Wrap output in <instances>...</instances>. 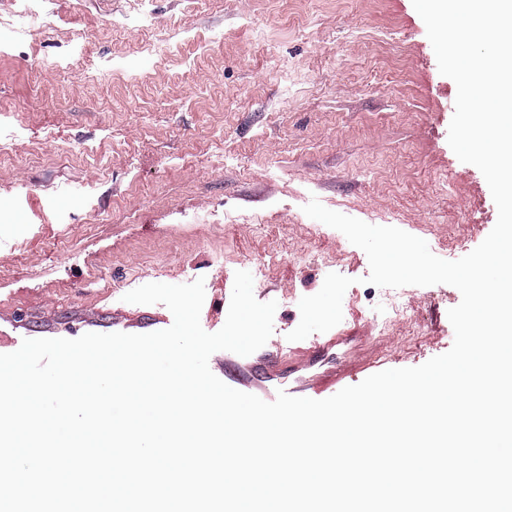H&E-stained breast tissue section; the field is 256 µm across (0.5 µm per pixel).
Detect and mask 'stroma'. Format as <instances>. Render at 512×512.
I'll return each mask as SVG.
<instances>
[{"instance_id": "stroma-1", "label": "stroma", "mask_w": 512, "mask_h": 512, "mask_svg": "<svg viewBox=\"0 0 512 512\" xmlns=\"http://www.w3.org/2000/svg\"><path fill=\"white\" fill-rule=\"evenodd\" d=\"M0 0V352L23 339L163 330L147 283L204 278L200 323L227 313L236 271L277 301L269 347L327 274L349 321L416 367L454 342L452 286H404L389 321L368 258L303 211L311 199L424 239L456 260L497 220L488 184L448 144L457 87L412 0ZM85 194L84 205H73Z\"/></svg>"}]
</instances>
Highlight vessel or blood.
<instances>
[{"label":"vessel or blood","instance_id":"1","mask_svg":"<svg viewBox=\"0 0 512 512\" xmlns=\"http://www.w3.org/2000/svg\"><path fill=\"white\" fill-rule=\"evenodd\" d=\"M385 354L369 352L357 330L337 331L310 344L289 343L269 351L224 358V382L240 391L273 401L278 391L296 397L325 399L377 372L386 370Z\"/></svg>","mask_w":512,"mask_h":512}]
</instances>
